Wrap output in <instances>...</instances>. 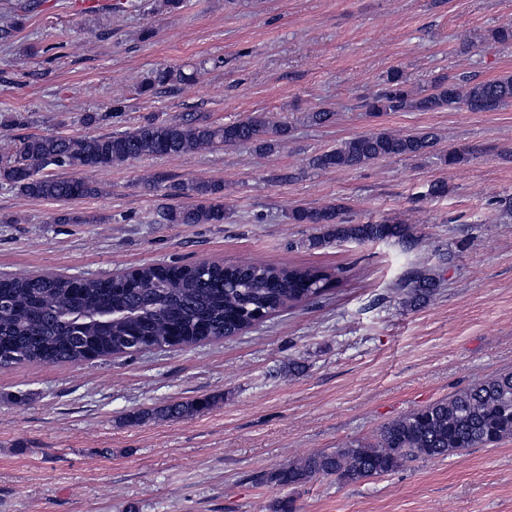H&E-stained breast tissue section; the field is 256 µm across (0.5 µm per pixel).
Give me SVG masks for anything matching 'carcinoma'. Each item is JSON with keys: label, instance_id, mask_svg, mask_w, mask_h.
<instances>
[{"label": "carcinoma", "instance_id": "1", "mask_svg": "<svg viewBox=\"0 0 512 512\" xmlns=\"http://www.w3.org/2000/svg\"><path fill=\"white\" fill-rule=\"evenodd\" d=\"M189 77L171 68L155 72L140 92L157 94L186 84ZM512 102V75L477 81L443 76L427 90L408 86L399 71L363 101L373 116L384 112H432L451 107L493 111ZM288 125L257 114L214 126L193 119L147 120L131 131L80 138L16 137L0 146V182L20 194L68 202L101 193L87 177H48L49 167L84 173L143 157H179L199 149L251 144L261 154L281 147ZM432 131L397 135L376 130L351 138L309 158L313 169L357 168L397 156L432 152ZM477 149L454 148L441 156L448 165L473 158ZM167 196L195 198L190 205L163 207L169 224L224 223L223 187L209 181L164 184ZM340 202L296 207L293 224H317L308 247L333 242L407 243L412 227L394 216L355 222ZM440 278L420 271L400 284L409 303L419 305L434 293ZM332 287L331 276L316 267L274 263L224 265L153 264L108 279L56 273H21L0 279V370L24 363H79L131 357L146 350L202 345L247 332L288 305L314 302ZM210 398L176 401L157 410L168 419L200 414ZM512 439V372L460 388L446 398L399 417L370 440L350 442L256 476V482L296 487L321 476L356 482L390 474L409 461L447 457L470 448Z\"/></svg>", "mask_w": 512, "mask_h": 512}]
</instances>
